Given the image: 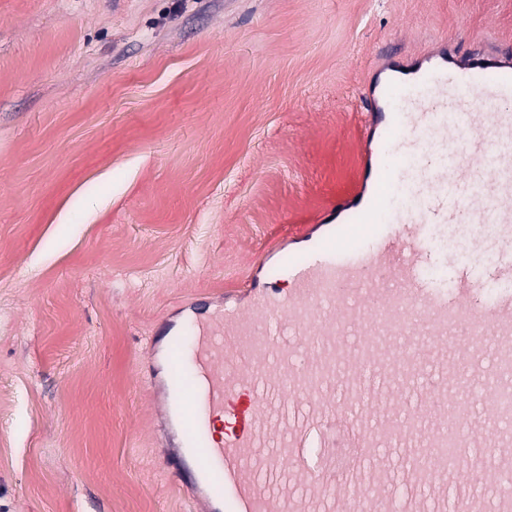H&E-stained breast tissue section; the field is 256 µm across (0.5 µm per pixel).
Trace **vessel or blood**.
<instances>
[{
	"mask_svg": "<svg viewBox=\"0 0 512 512\" xmlns=\"http://www.w3.org/2000/svg\"><path fill=\"white\" fill-rule=\"evenodd\" d=\"M480 46L456 66L395 62L361 99L366 146L351 193L268 264L198 298L169 366L183 439L166 472L209 512H424L491 478L512 512V64ZM480 230L476 269L436 272L435 232ZM452 336L463 337L449 346ZM494 448L500 463L465 461ZM329 448L333 461L310 464Z\"/></svg>",
	"mask_w": 512,
	"mask_h": 512,
	"instance_id": "1",
	"label": "vessel or blood"
}]
</instances>
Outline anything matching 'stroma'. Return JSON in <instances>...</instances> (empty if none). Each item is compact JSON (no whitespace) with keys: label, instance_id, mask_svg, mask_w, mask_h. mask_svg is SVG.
I'll list each match as a JSON object with an SVG mask.
<instances>
[{"label":"stroma","instance_id":"obj_1","mask_svg":"<svg viewBox=\"0 0 512 512\" xmlns=\"http://www.w3.org/2000/svg\"><path fill=\"white\" fill-rule=\"evenodd\" d=\"M512 0H0V512H190L138 370L349 191L382 52Z\"/></svg>","mask_w":512,"mask_h":512}]
</instances>
